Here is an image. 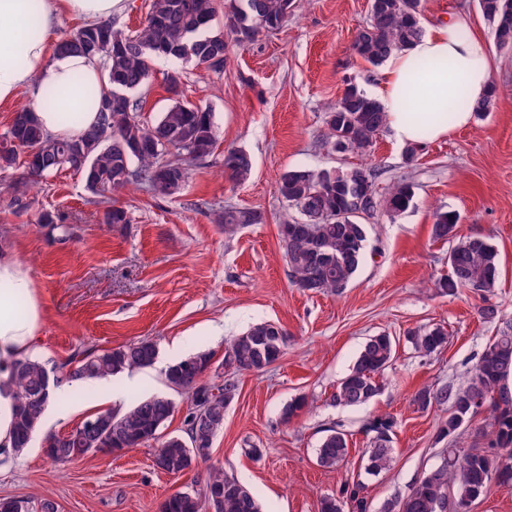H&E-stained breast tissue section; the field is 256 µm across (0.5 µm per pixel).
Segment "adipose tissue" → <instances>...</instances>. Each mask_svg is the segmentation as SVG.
Segmentation results:
<instances>
[{
  "label": "adipose tissue",
  "mask_w": 512,
  "mask_h": 512,
  "mask_svg": "<svg viewBox=\"0 0 512 512\" xmlns=\"http://www.w3.org/2000/svg\"><path fill=\"white\" fill-rule=\"evenodd\" d=\"M123 9V0H0V103L14 100L30 85L56 93L53 109H37L41 126L57 137H71L95 124L105 76L96 61L51 50L49 36L60 13L98 22ZM38 34H30L29 23ZM493 55L485 39L472 33L467 13L426 30L409 48L392 53L373 97L387 115L389 129L403 144L420 143L421 127L431 137L448 136L468 126L471 106L491 91ZM469 107H459L460 98ZM454 110L453 123L436 121L435 113ZM79 113V124L63 116ZM42 323V308L28 270L9 251H0V446L9 445L13 423L10 370L29 354Z\"/></svg>",
  "instance_id": "ef3b65f1"
}]
</instances>
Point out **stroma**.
<instances>
[{"instance_id": "1", "label": "stroma", "mask_w": 512, "mask_h": 512, "mask_svg": "<svg viewBox=\"0 0 512 512\" xmlns=\"http://www.w3.org/2000/svg\"><path fill=\"white\" fill-rule=\"evenodd\" d=\"M468 12L486 41L494 36L476 0H421L420 24ZM370 20V0H293L277 31L244 44L230 43L227 63L214 72L191 61H155L153 78L136 100L142 121L155 122L175 97L169 71L182 74L181 100L214 114L217 148L192 164L180 193L153 196L140 185L117 198L125 224H108L84 179L61 171L33 181L24 167L0 171V250L29 270L42 305L33 356L60 366L89 351L132 341L156 343V364L135 384L127 374L97 385L90 395L71 392L49 407L45 429L65 433L87 416L126 406L133 395L167 394L165 371L185 356H212L209 380L225 376L224 342L252 323L271 321L288 333L283 357L267 371L237 375L238 392L224 412L209 463L172 475L154 465L152 447L91 453L68 465L53 462L40 439L22 454L0 456V498H49L58 512H159L177 491L202 493L209 466L246 483L268 512H317L320 499L360 482L370 512L404 493L439 461L437 437L445 406L422 411L419 389L463 383L498 325L484 321L479 295L439 294L434 281L448 273L447 242L433 239L439 211L460 216L459 237H482L501 257L491 303L512 320V49H495L491 110L448 138L428 139L409 151L383 131L363 154H339L325 140L326 114L349 84L372 91L380 76L352 50ZM254 162L242 184L224 173L227 149ZM372 167L381 185L413 183L414 205L397 217L368 221L367 256L341 294L304 293L289 283L278 229L295 219L278 192L290 168ZM257 210L263 223L229 236L224 208ZM56 221L41 223L43 213ZM440 325L447 345L428 356L406 342L407 332ZM399 338L379 394L348 408L333 405L338 382L369 336ZM308 406L280 419L291 400ZM394 417L391 468L360 473L369 438L363 420ZM349 434V457L327 469L316 449L326 428Z\"/></svg>"}]
</instances>
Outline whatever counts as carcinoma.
Wrapping results in <instances>:
<instances>
[{
    "instance_id": "cac0c4a2",
    "label": "carcinoma",
    "mask_w": 512,
    "mask_h": 512,
    "mask_svg": "<svg viewBox=\"0 0 512 512\" xmlns=\"http://www.w3.org/2000/svg\"><path fill=\"white\" fill-rule=\"evenodd\" d=\"M485 21L491 26L500 48L512 49V0H477ZM292 0H224V28L215 29L216 0H149L143 26L127 34L110 21L86 23L60 40L56 49L78 53L103 62L106 86L101 92L97 123L82 133L58 138L45 132L31 108L15 113L7 131L0 136V171L13 168L19 153L27 155L26 174L31 179L61 170L59 158L71 146L81 143L88 153L91 169L72 168L83 176L87 187L107 204L108 224H127V212L114 205V195L135 182L145 184L158 196L181 191L191 163L214 152L217 131L208 108L179 100L153 124L137 119V103L131 94L149 83L155 59L164 57L193 60L215 72L227 63L230 34L238 43L279 29L287 20ZM422 35L420 0H371L370 22L356 36L354 53L373 67L380 66L392 52L410 47ZM106 125L112 135L101 140L98 129ZM326 143L345 142L347 152L368 151L387 128L380 104L356 85L328 112ZM224 172L242 183L252 172V159L243 150L224 153ZM329 169L294 167L282 174L278 186L288 207L303 215L293 230L280 234V242L293 287L312 293L340 294L353 281L366 259L368 229L364 221L380 211L395 217L414 204V186L396 182L379 189L376 170L354 167L341 171L330 181ZM258 211L224 208V232L233 234L246 224H259ZM458 217L452 211L434 215L432 235L451 243L448 275L436 284L447 295L470 291L480 296L497 288L499 252L481 237L456 236ZM420 354L430 355L446 346L448 331L442 326L419 329L408 335ZM287 346L285 329L274 322L260 321L225 342L224 356L235 365L232 374L263 372L278 362ZM395 339L385 333L371 336L356 361L341 380L333 400L356 407L369 402L381 390L379 377L396 355ZM156 343L142 339L91 351L75 366L58 367L67 384H87L110 379L125 371L152 366L157 358ZM208 353L192 354L166 370L168 385L190 399L186 436L164 435L162 429L176 411L175 402L165 396L136 399L123 411H100L93 415L92 430L74 428L64 434L42 433L43 421L59 385L49 381L46 364L22 357L11 370L14 392L13 431L10 447H0L8 458L22 453L37 435L53 461L66 464L90 452H110L158 443L154 463L169 474H180L209 457L213 441L224 428V412L234 399L237 383L204 380L210 365ZM413 402L421 410L448 405L439 438L448 439L440 462L424 472L408 492L385 505L384 512H453L485 496L492 484H512V324L504 323L484 349L466 384L453 388L424 387ZM490 428L491 455L482 448H461L456 436L478 416ZM395 420L378 415L363 424L370 435L369 448L361 467L375 476L390 468L394 460L391 433ZM349 454L348 434L332 427L317 448V462L327 469L343 465ZM355 512H368L359 485L344 484L339 495L320 499L318 512H343V504ZM159 512H264L250 487L219 468L208 473L203 495L175 492L160 505Z\"/></svg>"
}]
</instances>
